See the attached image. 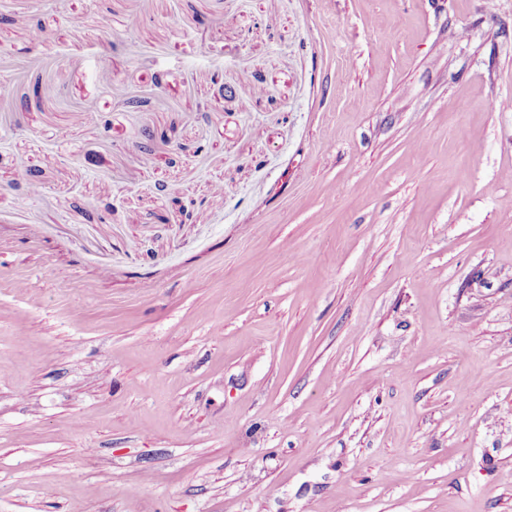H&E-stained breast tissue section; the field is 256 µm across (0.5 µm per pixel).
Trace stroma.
<instances>
[{"instance_id": "35a3bbf8", "label": "stroma", "mask_w": 512, "mask_h": 512, "mask_svg": "<svg viewBox=\"0 0 512 512\" xmlns=\"http://www.w3.org/2000/svg\"><path fill=\"white\" fill-rule=\"evenodd\" d=\"M1 80L0 512H512V0H0Z\"/></svg>"}]
</instances>
